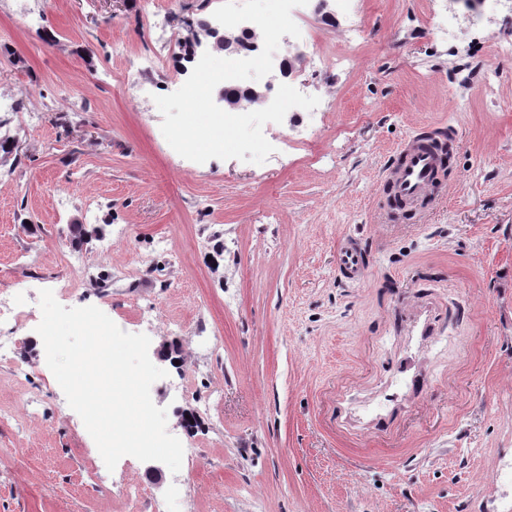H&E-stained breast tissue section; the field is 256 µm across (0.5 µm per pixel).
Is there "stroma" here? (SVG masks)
Returning a JSON list of instances; mask_svg holds the SVG:
<instances>
[{"label": "stroma", "instance_id": "1", "mask_svg": "<svg viewBox=\"0 0 512 512\" xmlns=\"http://www.w3.org/2000/svg\"><path fill=\"white\" fill-rule=\"evenodd\" d=\"M221 2L0 0V294L23 313L0 322V512H512V56L495 52L512 14L296 7L311 34L279 50L319 109L265 124L264 163L199 164L153 98ZM354 28V67L312 61ZM448 129L449 192L378 223L396 147ZM348 235L355 283L336 267ZM43 289L149 336L179 472L106 468L46 363ZM336 261L344 278L358 281L364 277L365 260L356 239L351 237L342 241L337 251Z\"/></svg>", "mask_w": 512, "mask_h": 512}]
</instances>
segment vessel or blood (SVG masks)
<instances>
[{"instance_id": "vessel-or-blood-1", "label": "vessel or blood", "mask_w": 512, "mask_h": 512, "mask_svg": "<svg viewBox=\"0 0 512 512\" xmlns=\"http://www.w3.org/2000/svg\"><path fill=\"white\" fill-rule=\"evenodd\" d=\"M456 147L457 136L452 132L437 134L432 142L416 135L403 142L381 180L387 199L406 204L432 202L443 185V157ZM336 261L344 278L352 281L363 278L365 260L356 239L342 241Z\"/></svg>"}]
</instances>
